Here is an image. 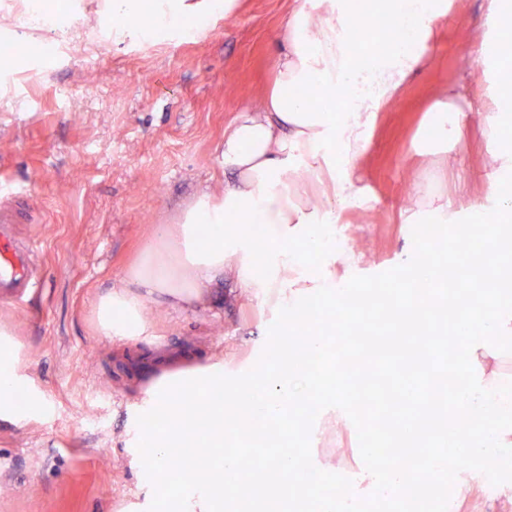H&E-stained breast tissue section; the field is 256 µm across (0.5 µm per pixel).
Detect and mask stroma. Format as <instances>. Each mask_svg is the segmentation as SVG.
<instances>
[{
	"label": "stroma",
	"mask_w": 512,
	"mask_h": 512,
	"mask_svg": "<svg viewBox=\"0 0 512 512\" xmlns=\"http://www.w3.org/2000/svg\"><path fill=\"white\" fill-rule=\"evenodd\" d=\"M171 2L142 0L136 16L118 18L107 0H0V41L59 46L51 59L34 50L0 58V186L31 190L15 234L35 245L40 280L21 304H0V329L42 403L26 418L0 419V512H149L126 450L136 404L161 375L247 369L272 329L269 310L239 298L228 277L193 310L171 308L163 292L147 297L145 336L113 339L96 319L98 300L139 267L156 225L178 223L202 194L223 193L230 177L217 148L270 85L274 39L292 4L236 0L231 12L194 22V34L165 26L143 38L152 12ZM451 15L427 69L378 113L359 173L368 200L336 226L361 275L413 254L407 175L448 189L449 212H467L419 138L432 92L455 81L460 58H473L474 88L485 96H505V66L500 36L480 51L460 46L461 32L483 24L485 0H451ZM310 440L317 468L351 470L359 498L373 494L355 425L322 414Z\"/></svg>",
	"instance_id": "stroma-1"
}]
</instances>
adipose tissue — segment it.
<instances>
[{"instance_id":"1","label":"adipose tissue","mask_w":512,"mask_h":512,"mask_svg":"<svg viewBox=\"0 0 512 512\" xmlns=\"http://www.w3.org/2000/svg\"><path fill=\"white\" fill-rule=\"evenodd\" d=\"M358 0H293L277 39L274 79L258 103L236 117L224 133L219 161L233 176L222 195L203 196L187 207L180 223L157 225L143 249L145 265L128 278L126 288L102 296L96 318L104 335L123 340L147 335L141 310L147 294L166 288L173 303L201 300L214 275L230 273L241 295L270 306L275 334L267 341L277 367L259 356L246 372L225 376L200 370L149 389L128 430L132 461L146 474L147 493L161 492L171 459L187 447L223 445L224 422L234 419L247 431L252 447L267 440L269 425L285 433L301 403L316 402L336 380V356L330 343L310 335L304 348L315 368L294 371L298 353L292 336L312 324L319 303L335 307L340 318L362 315L355 300L357 279L337 277V264L356 258L336 250L332 229L359 197L357 171L368 149L380 107L390 103L407 78L428 59L436 22L449 10L448 0H371V20L380 28L402 31L398 42L377 45L372 54L354 58L352 19ZM342 93L337 111L304 95L312 87ZM426 145L464 144L471 113H486L484 175L496 203V223H488L483 204L468 206L471 223L487 227L490 243L512 249L502 224L512 221V143L498 134L499 115L492 102L473 91L471 82L443 88L435 95ZM416 201V224L448 223L441 193L421 179L407 183ZM419 257L406 266L411 320L422 318L420 304H432L435 258L425 241ZM485 302L467 309L474 325L461 344L466 378L454 387L458 412L470 419L454 434V447L465 449L470 474L500 476V495L512 503V378L491 372L488 362L512 346V270L491 255L478 257ZM427 479L416 462L401 460L391 471L390 495L411 491L425 499L446 493L445 469L433 463Z\"/></svg>"}]
</instances>
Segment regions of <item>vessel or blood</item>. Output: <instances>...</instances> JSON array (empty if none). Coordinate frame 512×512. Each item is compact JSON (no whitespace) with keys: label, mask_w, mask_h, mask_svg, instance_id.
<instances>
[{"label":"vessel or blood","mask_w":512,"mask_h":512,"mask_svg":"<svg viewBox=\"0 0 512 512\" xmlns=\"http://www.w3.org/2000/svg\"><path fill=\"white\" fill-rule=\"evenodd\" d=\"M16 219V210L0 208V300L11 304L38 286L30 267L32 250L18 245L13 235Z\"/></svg>","instance_id":"obj_1"}]
</instances>
